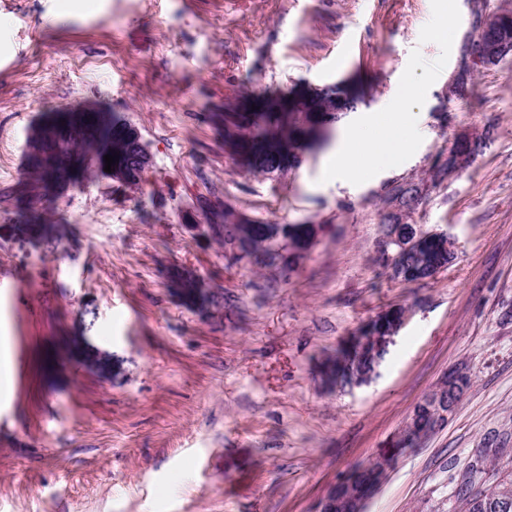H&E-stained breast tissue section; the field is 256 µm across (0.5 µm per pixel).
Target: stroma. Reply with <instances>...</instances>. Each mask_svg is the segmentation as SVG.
Masks as SVG:
<instances>
[{
  "label": "stroma",
  "instance_id": "stroma-1",
  "mask_svg": "<svg viewBox=\"0 0 512 512\" xmlns=\"http://www.w3.org/2000/svg\"><path fill=\"white\" fill-rule=\"evenodd\" d=\"M95 2L0 0V512H312L453 368L471 385L447 426L367 512H460L471 464L480 485L512 476V58L449 90L477 0ZM345 79L365 92L347 125L389 123L410 92L422 134L402 165L339 181L323 148L262 177L225 152L226 97ZM77 106L129 122L150 165L69 191L38 242L17 222L26 135ZM482 130L472 164L408 216L454 237L456 260L391 279L375 261L386 194ZM228 204L320 241L285 277L234 261L205 223ZM395 304L413 313L377 377L324 389V356Z\"/></svg>",
  "mask_w": 512,
  "mask_h": 512
}]
</instances>
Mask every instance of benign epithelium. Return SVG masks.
I'll return each instance as SVG.
<instances>
[{
  "label": "benign epithelium",
  "mask_w": 512,
  "mask_h": 512,
  "mask_svg": "<svg viewBox=\"0 0 512 512\" xmlns=\"http://www.w3.org/2000/svg\"><path fill=\"white\" fill-rule=\"evenodd\" d=\"M491 30V16L486 12L475 15L472 32L465 42L464 56L453 80H458L465 74V69L475 63L487 62L512 55V44L502 42L492 46L483 38V34ZM99 112L95 107H83L74 110L62 109L60 113L49 120L36 123L27 135L28 156L40 161L47 173L44 188L41 193L44 198L58 203L64 194L72 189L89 185L85 178L84 164L73 158H67L62 151V145L76 140L91 131L90 117ZM128 151L126 160L111 165V172L105 171V165L98 168V176L130 183L133 181V169L150 162L148 152L136 131L126 135ZM473 160V155L460 153L455 146L448 148V174L453 175L467 168ZM390 238L383 237L381 244V260L389 270H394L400 260L401 251L390 252L387 242ZM409 313H404L401 322L394 325L386 335L382 336L375 328L368 333L358 336L356 344L363 348L369 344L380 349L387 348L393 342L398 329L408 320ZM465 373L455 369L448 372L440 382L413 408L410 416L400 428L397 442L390 443L389 448L374 456L370 464L362 465V469H371L376 476L373 485H361L352 489L354 469H349L320 496L315 504L314 512H367L368 503L376 496L380 487L386 481L399 459L409 450L420 447L424 441L443 429L448 424L449 417L462 400L466 388L462 379ZM428 410L434 419L432 427L417 429L413 421L423 410Z\"/></svg>",
  "instance_id": "1"
}]
</instances>
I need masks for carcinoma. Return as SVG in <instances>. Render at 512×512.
Returning a JSON list of instances; mask_svg holds the SVG:
<instances>
[{
  "label": "carcinoma",
  "mask_w": 512,
  "mask_h": 512,
  "mask_svg": "<svg viewBox=\"0 0 512 512\" xmlns=\"http://www.w3.org/2000/svg\"><path fill=\"white\" fill-rule=\"evenodd\" d=\"M251 94L244 93L234 103L224 104V148L233 155H246L255 160L250 170L259 174H271L263 158L270 154L293 156L304 147L307 128L330 117L328 110H340L336 120L345 117L346 111L356 107L361 100V92L350 82L340 81L334 88L324 94L317 93L298 102L295 111L288 116L276 112H253L246 102ZM94 132L81 141H72L64 148L67 154L107 155L123 152L122 129L129 126L123 118L112 112H100L96 116ZM31 173L25 192L38 193L44 180L42 167L30 162ZM421 184L407 181L400 187L404 209L411 210L417 201ZM46 207L38 200H28V207L19 209L24 223V230L34 239L47 236L48 225L45 220ZM231 210L224 207V245L239 244L240 253L237 261H252L263 253L268 255L264 265L286 271L297 265L306 255L312 236L311 227L305 224H266L262 221L246 219L232 221ZM383 228L407 245L400 267L393 273V278L405 282H417L434 276L437 269L448 267V235L444 234L432 240L426 246L413 242L420 227L404 221L403 215L386 214L382 219ZM377 355L369 350L362 352L348 351L345 344H340L334 353L325 357L326 362L341 365L334 375V381L345 384V376L352 372L366 373L373 368ZM482 491L473 492L465 489L459 494L461 512H495L480 500Z\"/></svg>",
  "instance_id": "cac0c4a2"
}]
</instances>
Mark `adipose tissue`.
Instances as JSON below:
<instances>
[{"mask_svg":"<svg viewBox=\"0 0 512 512\" xmlns=\"http://www.w3.org/2000/svg\"><path fill=\"white\" fill-rule=\"evenodd\" d=\"M417 136L413 125L398 121L380 128L370 122L360 123L342 134L328 163L340 179L351 176L361 166L396 164L404 158Z\"/></svg>","mask_w":512,"mask_h":512,"instance_id":"1","label":"adipose tissue"}]
</instances>
